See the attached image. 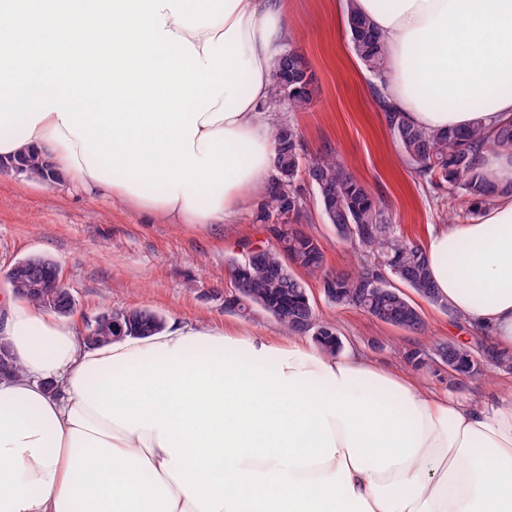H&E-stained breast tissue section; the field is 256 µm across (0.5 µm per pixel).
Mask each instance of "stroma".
<instances>
[{
  "instance_id": "obj_1",
  "label": "stroma",
  "mask_w": 512,
  "mask_h": 512,
  "mask_svg": "<svg viewBox=\"0 0 512 512\" xmlns=\"http://www.w3.org/2000/svg\"><path fill=\"white\" fill-rule=\"evenodd\" d=\"M292 46L306 57L319 92L310 108H274L275 122L293 123L308 155L335 153L348 171L388 208L401 233L424 242L435 224L465 219L446 193L416 180L386 125L372 90L379 80L355 55L345 27L346 0H286ZM299 223L319 240L327 267L352 266L349 244L339 240L321 211L317 193L305 176ZM256 206L247 205L233 223L209 229L173 224L101 194H89L70 180L34 181L0 169V298L8 293V270L41 254L61 268L75 300L70 316L76 328L101 312L147 307L165 319L247 326L265 336H280V324L264 312L242 317L225 311L233 288L231 258L248 242L264 239L255 223ZM307 288L323 320L333 323L344 350L360 349L379 364L407 370L401 350L407 332L381 323L361 310L331 305L318 280Z\"/></svg>"
}]
</instances>
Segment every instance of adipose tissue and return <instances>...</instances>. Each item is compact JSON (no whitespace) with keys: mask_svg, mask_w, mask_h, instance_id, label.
<instances>
[{"mask_svg":"<svg viewBox=\"0 0 512 512\" xmlns=\"http://www.w3.org/2000/svg\"><path fill=\"white\" fill-rule=\"evenodd\" d=\"M387 50L386 101L429 131L512 122V0H354ZM284 0H0V160L180 224L256 201ZM503 194L423 248L439 296L512 349V147ZM0 512H512V385L481 404L298 334L172 321L88 348L6 301Z\"/></svg>","mask_w":512,"mask_h":512,"instance_id":"adipose-tissue-1","label":"adipose tissue"}]
</instances>
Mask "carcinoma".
<instances>
[{"label":"carcinoma","instance_id":"cac0c4a2","mask_svg":"<svg viewBox=\"0 0 512 512\" xmlns=\"http://www.w3.org/2000/svg\"><path fill=\"white\" fill-rule=\"evenodd\" d=\"M345 23L352 48L365 67L381 75L386 61L385 45L372 21L347 0ZM317 88L313 73L302 54L290 48L280 55L272 72L271 101H285L294 112L309 108ZM386 124L407 162L410 172L432 186L448 190L449 199L460 202L466 211L494 194L475 169L480 152L493 147H512V123L502 125L494 139L486 137L482 127L461 132L446 130L431 133L411 125L402 113L381 99ZM277 144L274 174L263 191L258 222L268 227L279 225L278 242H265V249L254 260L233 258L229 262L234 283L225 306L241 316L257 309L273 317L289 333L309 335L329 354L342 350L343 344L334 324L318 317L310 299L306 278L320 281L328 289L325 298L337 307H352L368 313L387 325L417 337L428 335L429 327L420 306L405 292L409 288L424 302L448 310L431 279L428 260L420 244L404 236L392 215L354 178L341 160L332 153L305 154L298 129L283 123L274 133ZM17 168L31 178H44L46 164L35 152L19 158ZM304 173L315 188L322 213L338 238L354 245L357 267L348 272L327 269L325 253L319 240L291 217L301 206V196L293 188L299 173ZM41 262L30 265L32 259ZM17 262L9 275L15 296L46 311L63 310L66 299L52 307L27 291L28 282L43 275L50 259L38 255ZM124 327L135 335L151 336L162 332L166 320L146 307L128 309ZM96 347L112 341L114 326L102 315L91 327ZM434 349L451 354L462 368L473 365L474 345L464 342L439 343ZM407 364L416 371L431 370L429 350L412 344L403 351ZM20 372L8 345L0 342V373Z\"/></svg>","mask_w":512,"mask_h":512}]
</instances>
